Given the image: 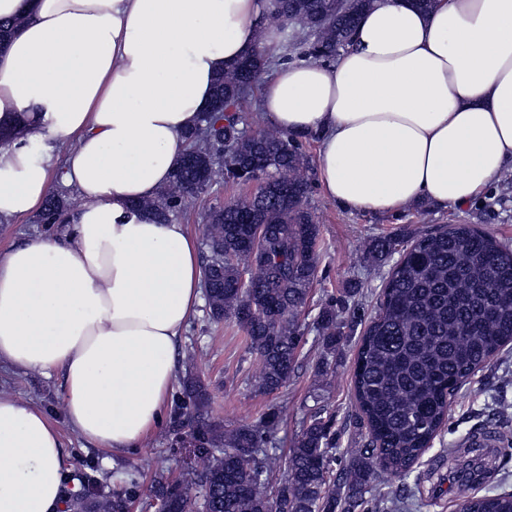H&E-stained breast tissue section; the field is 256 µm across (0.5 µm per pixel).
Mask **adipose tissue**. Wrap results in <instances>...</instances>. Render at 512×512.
I'll return each mask as SVG.
<instances>
[{"label":"adipose tissue","instance_id":"obj_1","mask_svg":"<svg viewBox=\"0 0 512 512\" xmlns=\"http://www.w3.org/2000/svg\"><path fill=\"white\" fill-rule=\"evenodd\" d=\"M375 0L327 63L262 76L264 123L319 141L343 209L463 206L512 172V0ZM271 0H0V122L36 115L44 145L0 144V221L53 183L66 230L0 254V367L58 375L84 440L139 447L162 423L203 269L185 225L136 202L167 185L213 80L279 38ZM69 142L61 169L55 146ZM70 472L45 412L0 392V512H61Z\"/></svg>","mask_w":512,"mask_h":512}]
</instances>
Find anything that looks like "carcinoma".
Here are the masks:
<instances>
[{"label":"carcinoma","mask_w":512,"mask_h":512,"mask_svg":"<svg viewBox=\"0 0 512 512\" xmlns=\"http://www.w3.org/2000/svg\"><path fill=\"white\" fill-rule=\"evenodd\" d=\"M271 17L296 35L272 55L257 50L214 78L213 102L231 116L206 112L188 134L186 156L170 183L138 207L158 222L179 219L187 193L248 185L278 177L276 191L260 190L216 203L203 225L204 296L209 317L234 320L259 366L255 384L265 393L281 389L294 372L304 343L301 308L315 279L320 225L308 207L310 164L301 135L243 132L246 103L261 74L298 61L327 62L352 43V34L372 0H273ZM35 116L20 115L0 126V140L32 133ZM67 206L61 192L46 198L35 222L60 223ZM378 259L398 255L383 287L378 310L363 332L353 374L364 448L350 457L343 478L344 512H359L377 469L406 476L447 422L459 388L512 343V249L471 224L444 225L404 241L387 235L367 244ZM249 288H240L242 277ZM344 305L331 297L318 317L324 350L342 336ZM208 402L204 384L187 377L177 397L172 427L184 410ZM282 422L273 410L257 423L226 429L201 423L191 434L207 463L204 470L154 479L155 497L167 512H336L330 484L332 421L317 412L303 423L286 458V478L271 486L281 458L268 450ZM204 488L203 499L188 496ZM131 497L87 492L76 512H128ZM465 512H512V493L467 499Z\"/></svg>","instance_id":"obj_1"}]
</instances>
